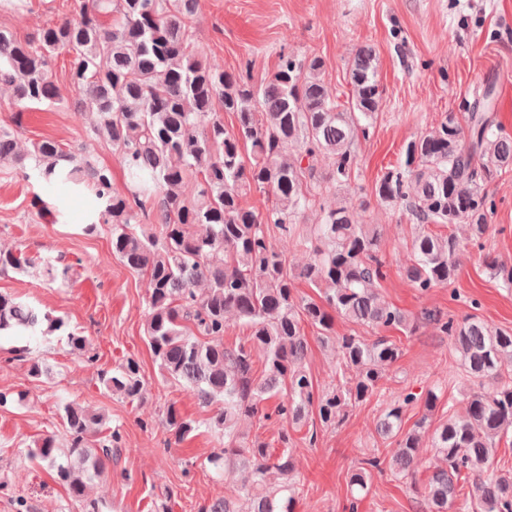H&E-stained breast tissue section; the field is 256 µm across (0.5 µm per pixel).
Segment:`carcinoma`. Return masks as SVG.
Listing matches in <instances>:
<instances>
[{
	"mask_svg": "<svg viewBox=\"0 0 512 512\" xmlns=\"http://www.w3.org/2000/svg\"><path fill=\"white\" fill-rule=\"evenodd\" d=\"M197 0H81L79 18L46 24L36 38L22 42L0 29V87L11 91L16 106L60 101L52 79L55 57H73L70 81L82 93L76 112L84 119L80 153L50 138L24 141L9 124H0V166L48 187L92 195L85 231L106 225L112 255L148 282L143 334L163 380L190 391L213 411L204 423L166 406L161 425L167 446L200 428L224 437V448L208 463L221 475L229 467L246 471L248 485L213 499L201 512H294L300 494L293 480L288 434L282 448L247 441L241 422L259 413L262 401L275 397V415L313 447L319 433L340 425L349 410L382 395L385 371L401 349L388 336L366 341L355 334L336 335L335 317L377 331L407 329L408 319L379 293L386 279L381 226L359 221L352 202L327 206L325 195L357 176L354 144L366 139L383 105L377 80V56L369 44L358 47L348 65L351 99L342 104L325 80L317 55H282L267 80L252 82L250 67L227 71L204 63L192 49ZM112 15L105 26L100 17ZM493 85L475 97L464 119L448 113L431 132L410 140L404 159L376 180L378 204L405 209L419 232L405 277L427 292L449 288L460 266L465 229L472 246H484L494 226L488 216L495 202L486 185L512 172V135L497 118ZM230 112L237 130L218 117ZM104 141L125 176L114 187L112 167L94 156ZM296 144L297 154L284 148ZM320 156L326 169L304 161ZM252 190L267 192L272 205L264 213L242 205ZM308 211L317 222L305 230ZM450 228L446 235L426 230ZM309 254L291 267L272 244V234ZM36 269L48 283L65 280L71 266L37 260L25 252L0 248V273ZM491 278L512 288V269L486 261ZM304 280L319 289L320 301L295 293ZM250 329L248 343L224 346L227 316ZM422 319L450 340L456 370L467 392L461 415L448 410L430 447L441 464H426L421 430L431 423L438 395L407 393L387 403L377 422L378 435L397 439L386 459L378 450L364 455L351 470L349 508L357 512L368 495L373 473L406 476L424 467L432 475L421 493V512H512V469L493 468L498 443L512 432V329L495 327L471 314L461 320L433 311ZM315 327L324 343L334 344L332 383L315 384L307 363L302 323ZM27 330L48 341L59 332L75 351L89 352L85 336L67 324L16 298L0 293V334ZM264 363L253 377L255 360ZM30 377L51 375L46 360L16 351ZM99 384L129 401L147 393L139 363L128 358ZM423 403L415 428L403 431L408 406ZM67 437L59 446L50 434L26 449L46 464L67 490L69 500L86 505V491L117 462L123 450L120 426L104 433L105 419L74 402L58 407ZM282 481L272 484L267 474ZM471 478L464 497L458 480Z\"/></svg>",
	"mask_w": 512,
	"mask_h": 512,
	"instance_id": "carcinoma-1",
	"label": "carcinoma"
}]
</instances>
